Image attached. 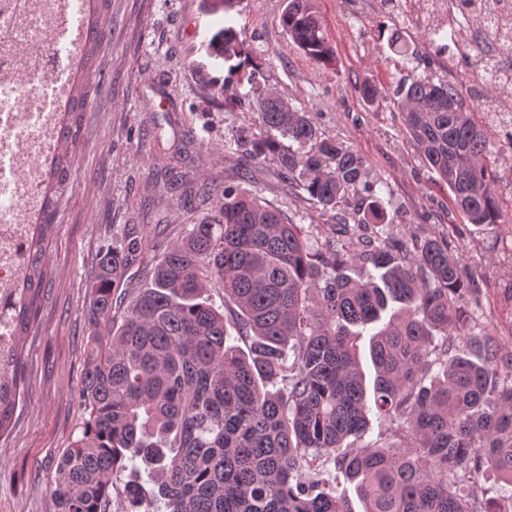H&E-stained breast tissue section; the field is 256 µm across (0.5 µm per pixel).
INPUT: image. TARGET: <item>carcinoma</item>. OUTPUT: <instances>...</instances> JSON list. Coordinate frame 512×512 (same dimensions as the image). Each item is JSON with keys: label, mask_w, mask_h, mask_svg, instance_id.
I'll return each instance as SVG.
<instances>
[{"label": "carcinoma", "mask_w": 512, "mask_h": 512, "mask_svg": "<svg viewBox=\"0 0 512 512\" xmlns=\"http://www.w3.org/2000/svg\"><path fill=\"white\" fill-rule=\"evenodd\" d=\"M108 6L89 0L80 75L13 310L17 336L35 320L46 286L48 231L71 188L83 113L101 85L93 58L110 37L100 23ZM280 25L294 49L333 65L335 46L314 0H287ZM242 35L224 28L220 51L238 59L231 72H248L258 129H243L225 149L288 178L295 197L311 204L300 220H335L352 201L361 218L338 223L339 239L314 249L281 209L226 181L199 193L216 196L215 213L165 249L129 231L101 254L79 389L88 418L58 461L53 512H109L114 478L126 470L135 478L123 484V512H150L141 510L147 484L166 512H353L339 473L364 512H474L460 491L469 474L492 471L512 487V361L493 337L471 330L473 297L459 258L436 238L392 237L364 158L261 85ZM496 72L484 62L486 105ZM396 97L406 135L468 223H504L495 181L512 130L501 150H490L489 123L466 109L455 84L427 73L400 81ZM364 224L378 227L374 239L357 234ZM137 263L147 283L121 288ZM356 265L366 274L351 277ZM213 288L224 292L222 311L208 301ZM379 321L369 403L353 328ZM229 322L249 340L248 352L230 343ZM11 365L0 432L23 388L17 350ZM372 415L396 427V440L353 447Z\"/></svg>", "instance_id": "1"}]
</instances>
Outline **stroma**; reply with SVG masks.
Masks as SVG:
<instances>
[{
	"label": "stroma",
	"mask_w": 512,
	"mask_h": 512,
	"mask_svg": "<svg viewBox=\"0 0 512 512\" xmlns=\"http://www.w3.org/2000/svg\"><path fill=\"white\" fill-rule=\"evenodd\" d=\"M284 0H110L102 22L112 34L97 51L101 88L84 114L71 188L47 251L50 278L37 319L22 338L24 393L0 436V512H51L57 462L85 419L78 389L91 326L89 287L100 251L126 225H152L163 248L197 223L210 203L182 206L170 183L194 186L236 179L245 165L225 152L241 127H256L248 104L224 112L229 63L215 50L224 27L244 31L267 88L311 112L319 130L356 150L369 181L380 185L399 239L447 242L470 275L476 300L474 332L494 336L512 358V222L479 228L452 205L407 138L393 105L397 82L427 73L449 80L465 107L478 110L479 92L457 44L479 28L469 21L454 47L436 49L426 28L402 20L389 0H317L336 48L333 67L293 49L279 25ZM399 39L415 55L390 47ZM378 89L367 104L362 82ZM244 188L294 216L298 201L273 171L255 173Z\"/></svg>",
	"instance_id": "35a3bbf8"
}]
</instances>
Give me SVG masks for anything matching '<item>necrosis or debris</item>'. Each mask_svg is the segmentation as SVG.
<instances>
[{"label": "necrosis or debris", "instance_id": "obj_1", "mask_svg": "<svg viewBox=\"0 0 512 512\" xmlns=\"http://www.w3.org/2000/svg\"><path fill=\"white\" fill-rule=\"evenodd\" d=\"M88 0H0V386L47 168L83 51Z\"/></svg>", "mask_w": 512, "mask_h": 512}]
</instances>
